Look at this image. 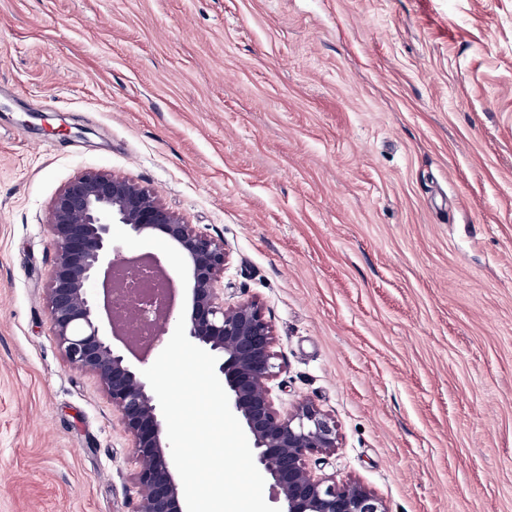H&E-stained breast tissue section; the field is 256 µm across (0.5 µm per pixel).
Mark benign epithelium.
Masks as SVG:
<instances>
[{
	"mask_svg": "<svg viewBox=\"0 0 512 512\" xmlns=\"http://www.w3.org/2000/svg\"><path fill=\"white\" fill-rule=\"evenodd\" d=\"M116 225L129 238L159 237L178 253L187 338L217 358L230 408L259 470L277 488L281 512H386L361 484L330 483L310 473L309 458L336 447L335 425L308 403L285 414L275 407L269 387L276 369L272 325L253 300L224 306V243L192 230L135 180L86 172L51 205L49 316L68 362L99 380L132 438L141 489L132 512H184L185 497L155 393L98 326L100 310L110 309L112 274L130 261L114 239ZM98 281L101 295L91 293Z\"/></svg>",
	"mask_w": 512,
	"mask_h": 512,
	"instance_id": "7a95c632",
	"label": "benign epithelium"
}]
</instances>
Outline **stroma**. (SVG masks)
<instances>
[{"mask_svg": "<svg viewBox=\"0 0 512 512\" xmlns=\"http://www.w3.org/2000/svg\"><path fill=\"white\" fill-rule=\"evenodd\" d=\"M90 170L225 243L276 408L336 427L313 474L512 512V0H0V512L140 494L48 316L50 207Z\"/></svg>", "mask_w": 512, "mask_h": 512, "instance_id": "35a3bbf8", "label": "stroma"}]
</instances>
